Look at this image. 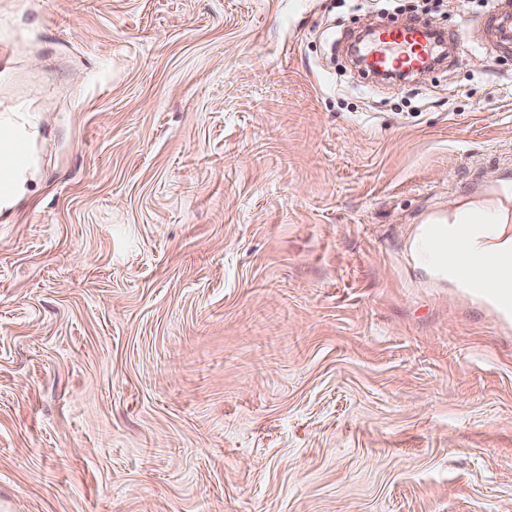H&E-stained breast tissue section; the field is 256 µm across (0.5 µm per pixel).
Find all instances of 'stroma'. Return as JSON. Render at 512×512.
I'll use <instances>...</instances> for the list:
<instances>
[{"label":"stroma","instance_id":"stroma-1","mask_svg":"<svg viewBox=\"0 0 512 512\" xmlns=\"http://www.w3.org/2000/svg\"><path fill=\"white\" fill-rule=\"evenodd\" d=\"M379 0H0L7 512H502L512 322L411 250L512 162V49L338 84ZM2 131H8L10 136L5 137ZM28 158V144L24 137L12 131L8 126H0V164L6 169H13L23 165ZM35 164L36 160L31 155L26 166L12 175L9 189L4 195L0 194V210L13 206L15 200L25 192L27 182L34 175Z\"/></svg>","mask_w":512,"mask_h":512}]
</instances>
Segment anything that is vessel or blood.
Masks as SVG:
<instances>
[{
	"label": "vessel or blood",
	"instance_id": "vessel-or-blood-1",
	"mask_svg": "<svg viewBox=\"0 0 512 512\" xmlns=\"http://www.w3.org/2000/svg\"><path fill=\"white\" fill-rule=\"evenodd\" d=\"M493 37L491 48H512V0H503L487 20ZM437 51V43L428 25L421 22L376 29L360 46V53L371 71L398 70L406 74L425 70ZM28 158V144L18 134L0 133V166L13 169ZM480 218L463 219L455 226L454 246L448 258V281L458 288L470 289L491 304L499 315L512 318V285L494 283L490 259L469 251L471 233L483 227Z\"/></svg>",
	"mask_w": 512,
	"mask_h": 512
}]
</instances>
